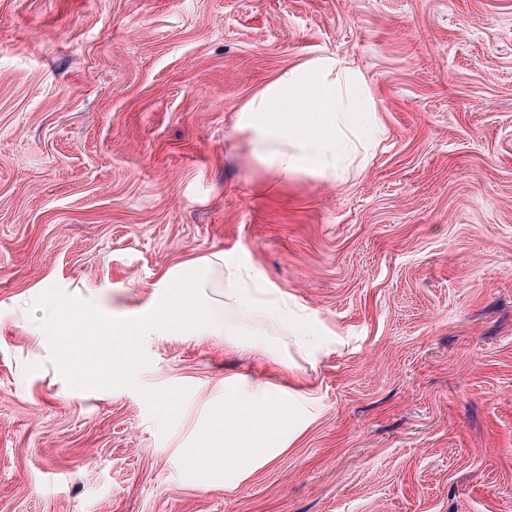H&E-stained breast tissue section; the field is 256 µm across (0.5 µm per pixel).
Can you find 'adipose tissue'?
I'll list each match as a JSON object with an SVG mask.
<instances>
[{
    "label": "adipose tissue",
    "instance_id": "1",
    "mask_svg": "<svg viewBox=\"0 0 512 512\" xmlns=\"http://www.w3.org/2000/svg\"><path fill=\"white\" fill-rule=\"evenodd\" d=\"M234 130L248 134L251 157L276 181L304 175L333 180L365 163L385 134L373 91L354 65L317 57L279 73L235 111ZM229 294L265 318L280 315L277 290L232 277ZM306 393L262 378H225L202 404L190 441L176 460L206 482L235 487L288 448L307 416Z\"/></svg>",
    "mask_w": 512,
    "mask_h": 512
}]
</instances>
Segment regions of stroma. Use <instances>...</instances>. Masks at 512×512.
<instances>
[{
  "instance_id": "1",
  "label": "stroma",
  "mask_w": 512,
  "mask_h": 512,
  "mask_svg": "<svg viewBox=\"0 0 512 512\" xmlns=\"http://www.w3.org/2000/svg\"><path fill=\"white\" fill-rule=\"evenodd\" d=\"M320 55L387 134L271 190L234 112ZM216 252L310 341L217 288L270 355L149 336L137 389L75 395L20 319L54 285L130 317ZM236 374L312 420L227 489L173 457ZM167 387L163 436L140 391ZM0 512H512V0H0Z\"/></svg>"
}]
</instances>
